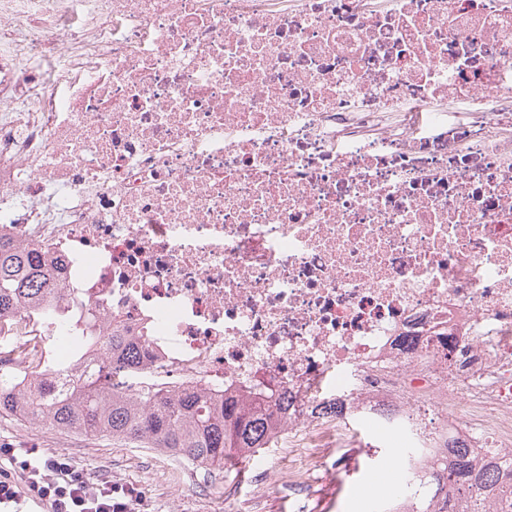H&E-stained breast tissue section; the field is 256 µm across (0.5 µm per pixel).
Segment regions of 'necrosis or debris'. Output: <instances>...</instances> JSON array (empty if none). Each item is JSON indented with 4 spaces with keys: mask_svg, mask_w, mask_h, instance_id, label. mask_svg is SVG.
<instances>
[{
    "mask_svg": "<svg viewBox=\"0 0 512 512\" xmlns=\"http://www.w3.org/2000/svg\"><path fill=\"white\" fill-rule=\"evenodd\" d=\"M0 237L61 288L0 375L288 396L333 476L406 436L387 512H448L450 445L512 463V0H0Z\"/></svg>",
    "mask_w": 512,
    "mask_h": 512,
    "instance_id": "1",
    "label": "necrosis or debris"
}]
</instances>
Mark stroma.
Wrapping results in <instances>:
<instances>
[{
	"instance_id": "1",
	"label": "stroma",
	"mask_w": 512,
	"mask_h": 512,
	"mask_svg": "<svg viewBox=\"0 0 512 512\" xmlns=\"http://www.w3.org/2000/svg\"><path fill=\"white\" fill-rule=\"evenodd\" d=\"M351 433L365 446L358 463L332 482L313 475L308 501L302 505L288 485L256 481L248 461L225 466L208 476L150 448L81 436L65 443L58 432L0 416L1 447L61 456L93 481L134 487L139 497L131 505L132 512H224L228 496L233 497L236 512H373L376 503L371 494L378 486L376 477L382 464L388 457L407 455L409 449L401 443L383 444L358 422L352 423Z\"/></svg>"
}]
</instances>
